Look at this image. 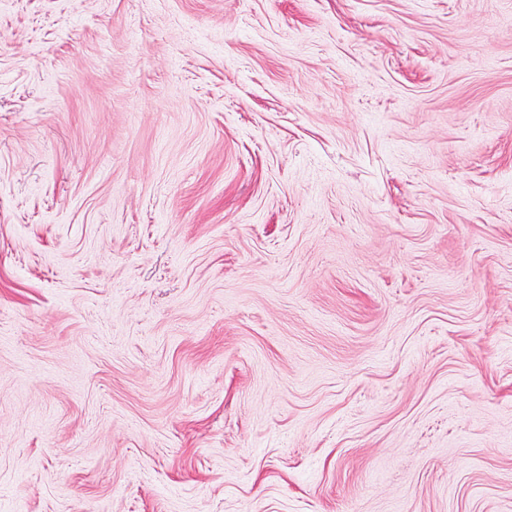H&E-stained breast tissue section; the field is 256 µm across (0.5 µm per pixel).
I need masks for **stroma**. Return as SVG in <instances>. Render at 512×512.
Here are the masks:
<instances>
[{
	"label": "stroma",
	"mask_w": 512,
	"mask_h": 512,
	"mask_svg": "<svg viewBox=\"0 0 512 512\" xmlns=\"http://www.w3.org/2000/svg\"><path fill=\"white\" fill-rule=\"evenodd\" d=\"M0 512H512V0H0Z\"/></svg>",
	"instance_id": "obj_1"
}]
</instances>
